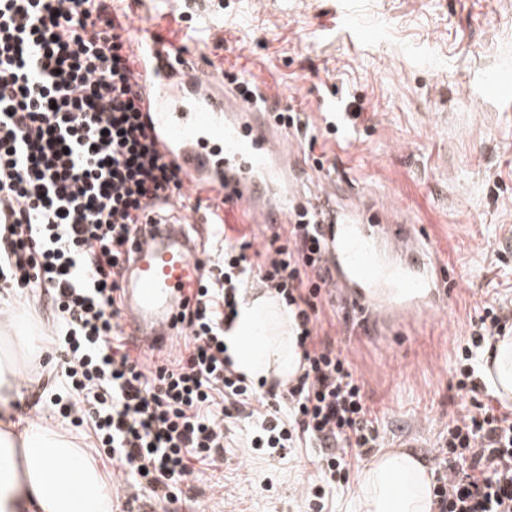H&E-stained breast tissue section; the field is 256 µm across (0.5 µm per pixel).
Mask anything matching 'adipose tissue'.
<instances>
[{
    "label": "adipose tissue",
    "mask_w": 512,
    "mask_h": 512,
    "mask_svg": "<svg viewBox=\"0 0 512 512\" xmlns=\"http://www.w3.org/2000/svg\"><path fill=\"white\" fill-rule=\"evenodd\" d=\"M0 352V512H112V485L77 443L50 419L24 420L18 367L34 358L39 340L25 316L4 330ZM238 371L267 383L298 374L301 352L288 309L266 292L250 294L224 335ZM486 363L499 399H512V336L495 344ZM433 474L403 449L379 454L359 475L358 512H433Z\"/></svg>",
    "instance_id": "1"
}]
</instances>
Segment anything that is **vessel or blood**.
Segmentation results:
<instances>
[{"instance_id": "1", "label": "vessel or blood", "mask_w": 512, "mask_h": 512, "mask_svg": "<svg viewBox=\"0 0 512 512\" xmlns=\"http://www.w3.org/2000/svg\"><path fill=\"white\" fill-rule=\"evenodd\" d=\"M132 52L148 131L165 161L178 168L186 195L215 205L232 191L237 201L283 217L299 207L312 211L324 238L328 285L355 318L357 335L395 332V318L404 313L426 320L446 313V270L429 258L415 228L386 234L380 211L339 207L326 190L307 200L287 193L261 197L263 182L288 161L275 137L251 123L255 102L225 96L221 82L149 32H138ZM133 250L121 324L141 350L158 352L175 334L178 306L200 283L202 256L169 224L150 226Z\"/></svg>"}]
</instances>
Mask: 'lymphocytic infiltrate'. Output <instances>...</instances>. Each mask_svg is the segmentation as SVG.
I'll return each mask as SVG.
<instances>
[{
  "label": "lymphocytic infiltrate",
  "instance_id": "obj_1",
  "mask_svg": "<svg viewBox=\"0 0 512 512\" xmlns=\"http://www.w3.org/2000/svg\"><path fill=\"white\" fill-rule=\"evenodd\" d=\"M131 37L107 0H0V280L50 301L42 361L59 365L67 416L93 432L125 484L176 499L243 432L281 458L318 449L311 490L323 497L383 437L351 361L320 333L326 272L313 214L289 215L259 262L250 242L215 225L176 355L154 360L121 331L128 242L181 190L146 131ZM252 288L293 315L301 372L286 384L248 380L225 354ZM511 324L512 308L483 305L456 347V388L470 406L435 450L436 512H512V407L482 400L485 357Z\"/></svg>",
  "mask_w": 512,
  "mask_h": 512
}]
</instances>
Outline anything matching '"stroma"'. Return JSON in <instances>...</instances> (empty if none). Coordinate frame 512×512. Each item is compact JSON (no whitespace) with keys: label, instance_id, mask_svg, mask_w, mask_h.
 Wrapping results in <instances>:
<instances>
[{"label":"stroma","instance_id":"stroma-1","mask_svg":"<svg viewBox=\"0 0 512 512\" xmlns=\"http://www.w3.org/2000/svg\"><path fill=\"white\" fill-rule=\"evenodd\" d=\"M130 15L184 40L208 73L235 88L265 85L279 108L306 112L344 101L359 117L308 149L303 189L368 199L416 225L452 274L450 316L416 320L389 342L353 337L344 305L324 303L322 331L348 355L384 449L429 461L449 418L468 405L452 376L455 347L484 304L512 300V0H150ZM224 36H208L209 17ZM323 158L316 168L315 158ZM274 225L243 205L224 210L226 237L254 249ZM317 449L285 459L229 440L224 463L201 469L166 512H354L357 485L330 492L323 510L301 496L316 479Z\"/></svg>","mask_w":512,"mask_h":512}]
</instances>
